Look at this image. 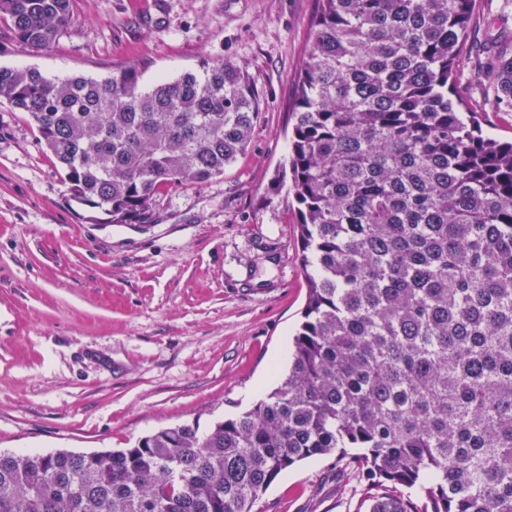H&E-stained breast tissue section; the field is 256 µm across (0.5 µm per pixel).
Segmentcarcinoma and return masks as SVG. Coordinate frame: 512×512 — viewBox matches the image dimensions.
Segmentation results:
<instances>
[{
	"instance_id": "1",
	"label": "carcinoma",
	"mask_w": 512,
	"mask_h": 512,
	"mask_svg": "<svg viewBox=\"0 0 512 512\" xmlns=\"http://www.w3.org/2000/svg\"><path fill=\"white\" fill-rule=\"evenodd\" d=\"M473 0H319L291 108L307 283L288 374L205 433L131 448L0 452V512H253L295 463L356 450L365 512H512V141L457 85ZM71 0H0L41 48ZM478 78L512 108V56ZM70 198L150 224L162 187L224 174L259 102L231 61L141 84L0 67Z\"/></svg>"
}]
</instances>
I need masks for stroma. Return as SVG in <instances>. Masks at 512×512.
<instances>
[{
	"label": "stroma",
	"mask_w": 512,
	"mask_h": 512,
	"mask_svg": "<svg viewBox=\"0 0 512 512\" xmlns=\"http://www.w3.org/2000/svg\"><path fill=\"white\" fill-rule=\"evenodd\" d=\"M318 0H73L50 47L0 19V67L52 80L141 82L242 65L260 108L223 175L161 188L151 224H103L71 200L26 113L0 102V451L129 448L178 424L207 431L265 397L288 368L307 299L297 217L275 179ZM512 51V6L474 0L459 85L484 130L512 141V114L478 84L485 44ZM353 465L297 462L255 512H357Z\"/></svg>",
	"instance_id": "stroma-1"
}]
</instances>
